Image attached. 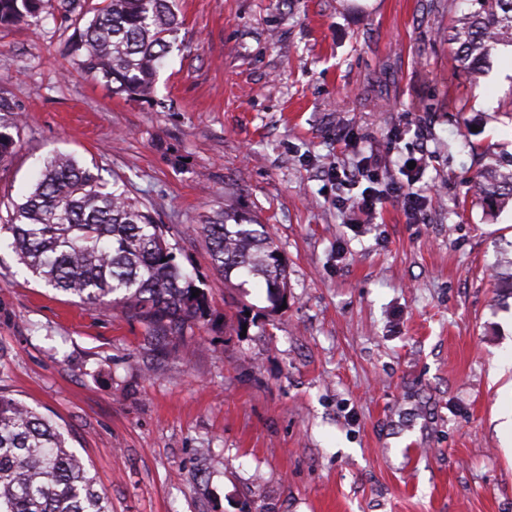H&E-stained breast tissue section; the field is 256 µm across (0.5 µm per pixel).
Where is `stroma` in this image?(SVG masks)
<instances>
[{"instance_id": "obj_1", "label": "stroma", "mask_w": 512, "mask_h": 512, "mask_svg": "<svg viewBox=\"0 0 512 512\" xmlns=\"http://www.w3.org/2000/svg\"><path fill=\"white\" fill-rule=\"evenodd\" d=\"M61 0L0 25V216L56 152L125 181L209 308L168 353L143 323L45 287L0 239V393L53 420L112 512H512V158L502 49L472 78L470 0H180L154 94L82 71ZM426 149L422 223L356 224L334 165ZM233 208L288 262L285 306L225 282L198 230ZM250 315L239 328L238 305ZM510 163L507 170L492 166L476 173L475 183L480 188L481 199L489 207L497 205L501 199L512 200V159Z\"/></svg>"}]
</instances>
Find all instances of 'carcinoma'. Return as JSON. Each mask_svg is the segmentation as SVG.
<instances>
[{
    "instance_id": "carcinoma-1",
    "label": "carcinoma",
    "mask_w": 512,
    "mask_h": 512,
    "mask_svg": "<svg viewBox=\"0 0 512 512\" xmlns=\"http://www.w3.org/2000/svg\"><path fill=\"white\" fill-rule=\"evenodd\" d=\"M474 2L479 8L461 14L453 34L459 67L470 75L481 73L494 46H512V0ZM42 7L43 0H0V25L35 18ZM88 12L92 17L76 28L70 45L82 69L111 83L117 94L150 98L183 23L179 0H105ZM475 183L490 207L512 200V167L480 170ZM199 228L224 280L261 282L272 305L285 301L287 260L265 225L226 208ZM2 231L21 263L46 285L139 319L163 348L205 316L208 296L176 262L164 226L122 180L109 181L101 168L70 154L45 161L31 190L11 203ZM0 512H111L56 424L3 394Z\"/></svg>"
}]
</instances>
